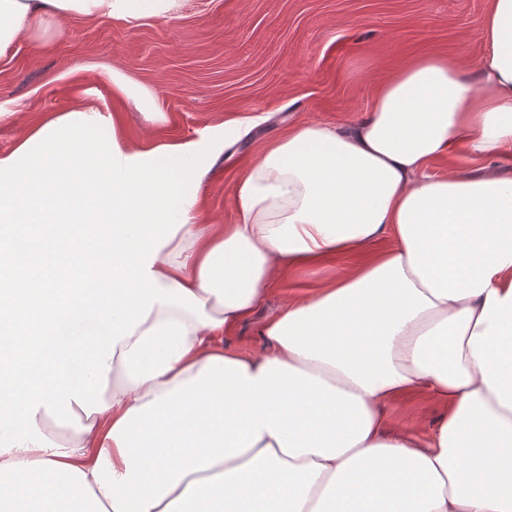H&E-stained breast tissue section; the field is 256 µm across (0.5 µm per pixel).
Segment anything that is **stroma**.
I'll return each mask as SVG.
<instances>
[{
  "instance_id": "35a3bbf8",
  "label": "stroma",
  "mask_w": 512,
  "mask_h": 512,
  "mask_svg": "<svg viewBox=\"0 0 512 512\" xmlns=\"http://www.w3.org/2000/svg\"><path fill=\"white\" fill-rule=\"evenodd\" d=\"M489 0H182L177 16L135 21H65V38L44 51L19 37L0 64V151L45 112L69 110L83 94L108 89L95 66L119 68L150 88L166 115L147 121L129 100L112 103L131 140L197 139L233 131L202 192L204 219L234 221L241 170L290 123L335 125L362 117L375 88L405 63L428 55L468 60L482 47ZM87 66L82 85L64 72ZM314 272L281 278L267 304L225 336L227 346L259 352L264 321ZM442 408L426 398L396 402L393 420L425 431Z\"/></svg>"
}]
</instances>
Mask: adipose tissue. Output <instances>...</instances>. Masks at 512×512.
Wrapping results in <instances>:
<instances>
[{
	"mask_svg": "<svg viewBox=\"0 0 512 512\" xmlns=\"http://www.w3.org/2000/svg\"><path fill=\"white\" fill-rule=\"evenodd\" d=\"M180 7L0 0V63L66 19ZM228 144H135L82 99L0 152V512H512V0L473 62L415 59L361 118L267 143L209 224ZM459 148L481 167L430 173ZM301 268L323 277L266 348L226 347ZM413 396L443 408L421 434L388 413Z\"/></svg>",
	"mask_w": 512,
	"mask_h": 512,
	"instance_id": "obj_1",
	"label": "adipose tissue"
}]
</instances>
